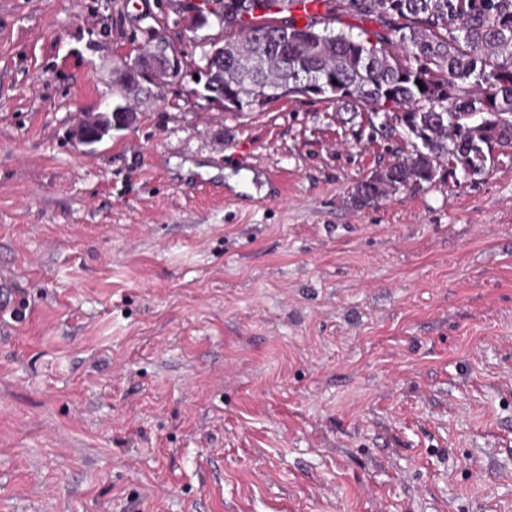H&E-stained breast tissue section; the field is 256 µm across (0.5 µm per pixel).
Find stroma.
I'll return each instance as SVG.
<instances>
[{
	"mask_svg": "<svg viewBox=\"0 0 512 512\" xmlns=\"http://www.w3.org/2000/svg\"><path fill=\"white\" fill-rule=\"evenodd\" d=\"M0 0V512H512V154L369 205L362 107L227 112L175 0ZM182 57L137 122L153 37ZM149 48V49H148ZM147 49L142 50L134 60H125L119 67H112V73L120 76L125 82L137 87V80L146 78L148 81L156 79L157 72L166 76L174 77L180 73L181 61L177 54H159L150 49H157L160 52H166L171 48L165 41L159 39L156 43L149 45ZM172 49V48H171ZM137 93H149L148 87L142 85L136 88ZM114 86L119 90L120 101L113 104L111 107H108L103 112L105 113V118L99 128H90L88 133L93 136V141L96 143L101 142L105 136H108L110 132L114 129H123L131 125L137 118H132L129 120V113L120 112L121 110H125L128 107L127 98H129L130 91L126 88V86L119 84L117 82H113ZM112 107L115 112H112ZM123 124V125H122ZM121 125V126H120Z\"/></svg>",
	"mask_w": 512,
	"mask_h": 512,
	"instance_id": "1",
	"label": "stroma"
}]
</instances>
